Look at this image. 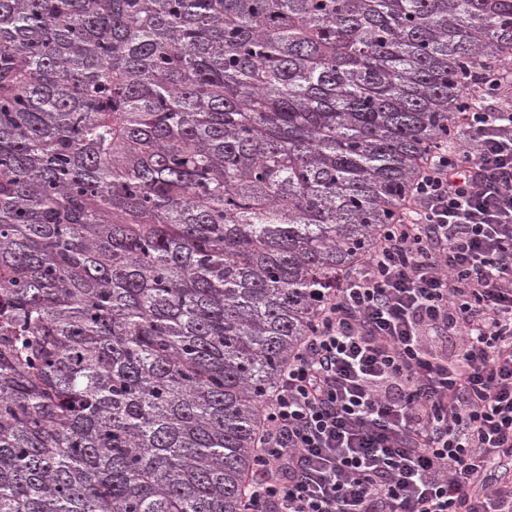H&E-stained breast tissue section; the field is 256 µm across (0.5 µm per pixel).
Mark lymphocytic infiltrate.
<instances>
[{
	"label": "lymphocytic infiltrate",
	"instance_id": "lymphocytic-infiltrate-1",
	"mask_svg": "<svg viewBox=\"0 0 512 512\" xmlns=\"http://www.w3.org/2000/svg\"><path fill=\"white\" fill-rule=\"evenodd\" d=\"M465 117L282 368L249 512H512V104Z\"/></svg>",
	"mask_w": 512,
	"mask_h": 512
}]
</instances>
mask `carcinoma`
Returning a JSON list of instances; mask_svg holds the SVG:
<instances>
[{"instance_id": "carcinoma-1", "label": "carcinoma", "mask_w": 512, "mask_h": 512, "mask_svg": "<svg viewBox=\"0 0 512 512\" xmlns=\"http://www.w3.org/2000/svg\"><path fill=\"white\" fill-rule=\"evenodd\" d=\"M512 0H0V512H246L264 402Z\"/></svg>"}]
</instances>
